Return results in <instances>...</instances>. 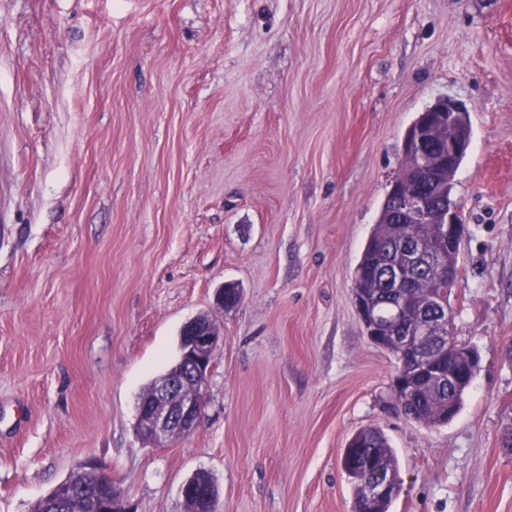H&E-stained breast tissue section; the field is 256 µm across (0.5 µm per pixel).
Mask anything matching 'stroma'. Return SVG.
I'll use <instances>...</instances> for the list:
<instances>
[{
	"instance_id": "obj_1",
	"label": "stroma",
	"mask_w": 512,
	"mask_h": 512,
	"mask_svg": "<svg viewBox=\"0 0 512 512\" xmlns=\"http://www.w3.org/2000/svg\"><path fill=\"white\" fill-rule=\"evenodd\" d=\"M471 147L451 303L480 366L458 415L393 408L353 274L435 100ZM233 282L240 302L220 307ZM224 346L194 431L154 448L144 388L190 319ZM512 0H0V512L97 460L133 512H352L381 429L391 512H512ZM341 466L352 484L353 505L357 510L390 511L392 497L399 494L400 484L388 479L367 481L372 477L387 478L389 473L395 482L399 477L396 454L383 432L376 428H366L356 433L343 453ZM364 481L361 494L368 502L357 499L358 487ZM388 494L391 497L377 500Z\"/></svg>"
}]
</instances>
